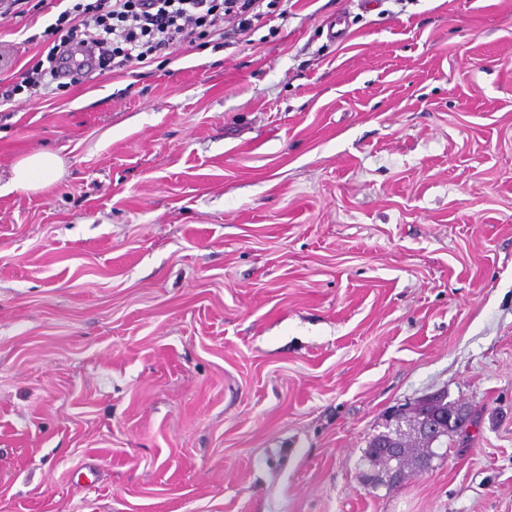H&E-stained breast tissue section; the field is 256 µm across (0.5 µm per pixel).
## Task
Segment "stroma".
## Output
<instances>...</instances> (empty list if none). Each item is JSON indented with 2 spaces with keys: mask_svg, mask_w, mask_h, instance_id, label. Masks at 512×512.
Returning a JSON list of instances; mask_svg holds the SVG:
<instances>
[{
  "mask_svg": "<svg viewBox=\"0 0 512 512\" xmlns=\"http://www.w3.org/2000/svg\"><path fill=\"white\" fill-rule=\"evenodd\" d=\"M65 81L0 103V512H512V0H277ZM442 392L467 431L368 489ZM59 158L49 152H38L18 161L11 170L8 186L16 190H36L46 179L57 174ZM441 395L442 394L440 393L429 395L418 400L414 404H410L402 408L401 410L393 411V413L390 415L394 416L396 415V412H399L397 417H395L393 420H389V418H387L385 424L383 425L384 430H378L376 434H373L371 436V438L368 441L367 448L364 450L363 456L367 465L375 463V461H373V456L376 448H378L379 452L383 456L392 459L398 457V455L402 451V448H398L397 445H389L386 448H380V446L383 443L388 444V440L396 439L397 442L395 444L406 445L407 448L410 449V452L404 458L396 460V468H394V465L390 464V467L384 471L374 473L366 472L369 478L366 479L365 481L366 485L370 489H378L380 486L398 485L401 482H403V480L405 479V473L404 475H401L397 468L408 469L410 466L413 467L414 459L418 455H426L429 457L431 461H433L435 458H443L447 449L443 453H438L434 449L428 450L424 448H440V445H442L443 442H434L440 440L442 434L443 439L448 440L453 438L455 435H460L463 433H460L458 431L457 426L466 429L468 428V426L470 425L469 408L465 404L459 402H457L455 412L457 426L454 423H452V425H449L447 422L444 432L441 426V424L443 423L440 421L437 414L433 413V410L429 411L431 408H418L416 410L417 414H400L402 411H407L408 409H411L415 404L429 406L433 404V402ZM424 411L429 412L421 416L420 431L422 432V434L429 436L431 439H433V446H431V441L420 438L417 435L416 425L418 423V416L424 413ZM390 487L388 486V488Z\"/></svg>",
  "mask_w": 512,
  "mask_h": 512,
  "instance_id": "35a3bbf8",
  "label": "stroma"
}]
</instances>
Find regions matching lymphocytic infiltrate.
I'll use <instances>...</instances> for the list:
<instances>
[{
    "label": "lymphocytic infiltrate",
    "instance_id": "1",
    "mask_svg": "<svg viewBox=\"0 0 512 512\" xmlns=\"http://www.w3.org/2000/svg\"><path fill=\"white\" fill-rule=\"evenodd\" d=\"M264 0H71L50 23L41 50L16 80L0 84V99L40 93L63 77L62 64L88 52V69L123 71L155 55L174 58L210 37L235 44L266 18Z\"/></svg>",
    "mask_w": 512,
    "mask_h": 512
}]
</instances>
